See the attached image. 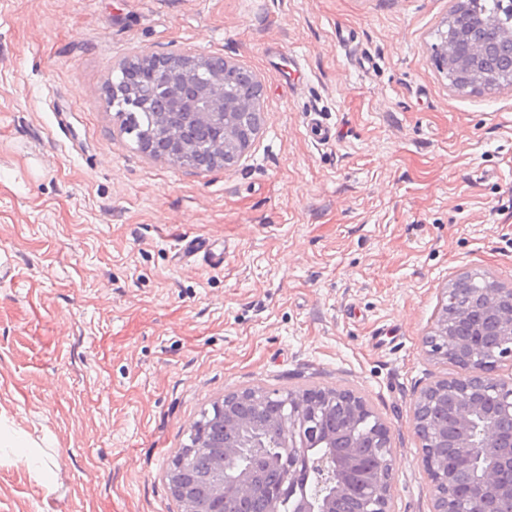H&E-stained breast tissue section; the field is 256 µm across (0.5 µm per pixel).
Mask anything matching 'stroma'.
<instances>
[{"label": "stroma", "instance_id": "stroma-1", "mask_svg": "<svg viewBox=\"0 0 512 512\" xmlns=\"http://www.w3.org/2000/svg\"><path fill=\"white\" fill-rule=\"evenodd\" d=\"M454 0H0V417L57 489L0 466V512H178L167 472L225 394L318 386L390 428L393 512H430L413 405L456 276L512 285V86L432 61ZM147 49L262 83L242 159L179 168L107 87ZM317 116L335 133L317 142ZM224 251L180 258L183 238Z\"/></svg>", "mask_w": 512, "mask_h": 512}]
</instances>
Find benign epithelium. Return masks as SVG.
Instances as JSON below:
<instances>
[{
    "instance_id": "obj_1",
    "label": "benign epithelium",
    "mask_w": 512,
    "mask_h": 512,
    "mask_svg": "<svg viewBox=\"0 0 512 512\" xmlns=\"http://www.w3.org/2000/svg\"><path fill=\"white\" fill-rule=\"evenodd\" d=\"M472 5V0H456L453 36L443 32L433 49L435 62L452 72V86L458 90L487 88L489 74L497 71L495 57L478 32L512 43L511 26ZM160 58L156 52L140 50L130 61L153 69L159 89L166 91L175 109L189 115L182 125L164 121L174 150L165 159L192 167V123L224 131L223 138L208 145L217 163L233 150L246 152L252 138L239 135L241 117L252 115L261 123L259 100L230 101L219 71L197 82L194 73L206 68V55H192L193 71L160 70ZM445 297L442 314L424 344L432 357L455 364L460 373L430 382L413 408L414 430L430 480L431 512H512V431L501 427L503 419L512 420V378L497 375L498 365L512 358V286L497 280L477 284L463 301L452 283ZM263 395V390L249 388L213 404L211 417L224 426V433L246 434L252 437L250 442L229 439L213 447L200 439L174 456L167 479L180 512H199L204 496L213 502L211 512H224L228 490L240 500L248 498L255 490L254 474L242 458H260L269 447L278 449L283 465L281 490L291 494L300 478L308 479L294 512H336L337 505L349 498L356 500V512H392L390 428L363 397L347 389L312 386L285 392L284 412L278 419L238 410L239 400L258 403ZM363 448H379L381 454L365 463ZM201 452L213 459L204 494L190 466Z\"/></svg>"
}]
</instances>
